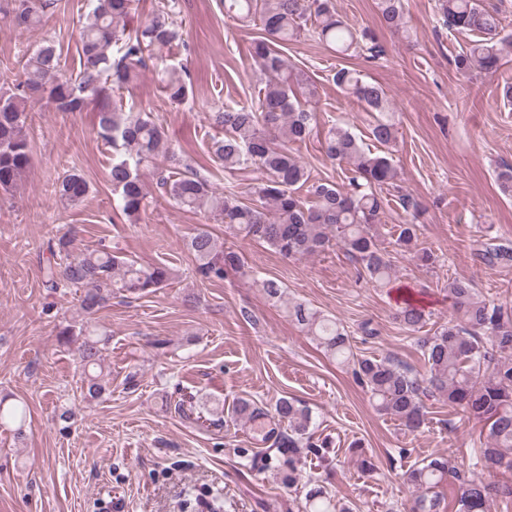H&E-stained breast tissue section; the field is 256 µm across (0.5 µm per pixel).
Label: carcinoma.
<instances>
[{
	"label": "carcinoma",
	"mask_w": 512,
	"mask_h": 512,
	"mask_svg": "<svg viewBox=\"0 0 512 512\" xmlns=\"http://www.w3.org/2000/svg\"><path fill=\"white\" fill-rule=\"evenodd\" d=\"M88 2L89 10L78 20L79 71L73 76L64 74L61 54L48 42L24 58L23 80L15 91L0 94L1 191L11 190L31 163L32 147L25 124L29 104L46 94L56 111L73 113L84 111L93 102L97 104V134L112 145L109 180L128 220H137L147 207L149 191L139 169L150 166L163 194L180 208L208 214L233 233L261 241L286 259L342 246L358 264L360 278L381 288L391 284L392 263L379 226L389 206L384 189L396 186L398 172L387 156L365 151L347 127L333 124L326 132L324 153L329 160L345 162L351 169L341 184L313 185L310 205L298 195L310 174L290 153L289 145L305 139L315 114L292 101V84L300 85L302 79L286 65L280 52L308 28L339 55L367 52L379 58L384 49L370 30L357 32L345 24L331 0H224V9L234 18L254 23L263 31L262 39L255 42L254 62L270 74V79L258 99L226 104L211 113L212 124L224 135L212 141L210 153L226 172L253 167L261 174L255 190L258 203L254 204L241 201L230 187L219 190L189 165L171 171L177 158L163 126L150 112L125 111L118 96L138 80L140 69L149 61L163 65L162 89L172 102L182 104L192 95L185 71L166 64V50L181 39L174 12L162 11L129 30L126 20L133 0ZM51 5V0H3L0 14L12 17L19 27L33 28L40 25ZM377 8L387 29L408 32L400 0H378ZM438 13L448 30L477 36L455 55L457 71L463 76L495 74L504 50L512 47V42L499 39V11L486 8L479 0H438ZM333 81L372 115V139L386 150L395 145L397 128L389 115L390 100L384 89L345 67L336 69ZM89 189L84 176L71 170L58 180L54 191L60 200L76 204ZM399 201L409 219L398 225L394 243L410 249L418 239L419 207L407 194L399 196ZM188 248L205 280L222 281L227 270L244 267L238 253L218 246L203 228L190 237ZM48 252L46 287L52 291L69 286L84 289L81 306L88 313L116 291L153 293L171 275L163 264L143 267L102 246L75 254L67 234L50 244ZM479 258L489 267L512 265V248L489 245ZM448 297L456 320L418 341L427 364L423 377L390 359L356 357L345 327L303 303L288 305L287 313L328 356L352 367L377 412L416 431L426 420L422 397L435 393L467 419L486 427V436L478 438L473 449V466L512 471V306L480 299L475 288L462 280L448 283ZM394 319L415 332L425 323V309L405 298L395 309ZM106 344L107 339L87 329L78 348L83 382L91 398L104 390L97 368L101 367ZM235 414L252 438L265 445L262 466L276 470L290 487L302 477L304 458L322 457L329 447L327 441L315 439L310 430L311 411L295 399L282 397L269 411L240 398ZM26 419L25 405L7 406L0 398L1 422L17 425L20 432ZM449 471L448 458L436 456L404 473L405 483L414 492L409 512H448V502L436 488L447 480ZM494 495L512 498V485L492 486L480 479L464 478L456 494L455 512H489ZM306 505L309 512H333L336 508L322 486L309 490Z\"/></svg>",
	"instance_id": "1"
}]
</instances>
